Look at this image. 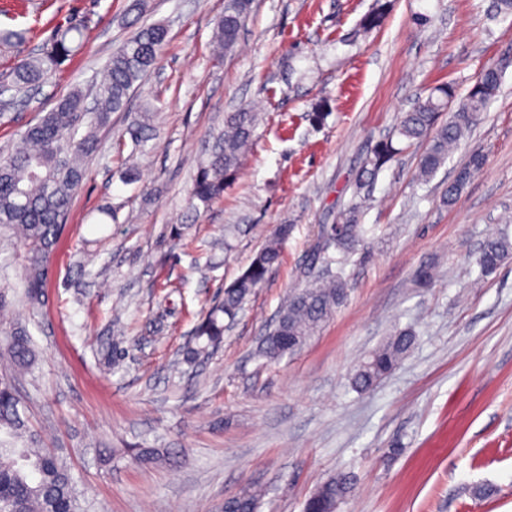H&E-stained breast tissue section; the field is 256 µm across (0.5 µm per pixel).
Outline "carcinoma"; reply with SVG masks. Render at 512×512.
Here are the masks:
<instances>
[{"instance_id":"carcinoma-1","label":"carcinoma","mask_w":512,"mask_h":512,"mask_svg":"<svg viewBox=\"0 0 512 512\" xmlns=\"http://www.w3.org/2000/svg\"><path fill=\"white\" fill-rule=\"evenodd\" d=\"M252 7L253 0H224V13L215 20L213 32L214 43L224 55L233 53ZM26 35L24 29L0 28V52L21 46ZM167 38L168 29L161 23L139 26L108 58L103 77L92 85L91 103H86L82 88H73L28 125L7 153L0 155V228L11 231L23 257L22 292L0 288L1 310L18 295L32 310L43 307L49 261L85 178L83 160L96 152L99 132L110 126L112 113L127 110L131 94L154 69ZM86 43L85 26L69 21L57 25L48 41L19 58L12 68L11 80L0 85V119L8 117L20 94L39 90ZM500 85L501 68L493 66L482 71L454 109H448L455 97L454 90L442 86L437 96L430 95L403 113L396 134L409 142L427 140L418 162V180H431L444 166L479 114L495 99ZM445 113L448 120L443 122L441 117ZM151 119L152 109L145 106L127 124L125 133L133 143L147 138ZM258 120L259 113L249 107L224 115V130L205 149L193 181L190 198L194 207H207L224 194V186L252 144ZM393 154L389 142L374 153L368 167L355 178L352 198L337 213L336 223L321 225L322 243L313 250L311 263L325 267L327 275L315 278L289 296L274 328L257 351L259 357L275 362L297 350L347 299L345 266L358 250L364 234L360 224L365 207L362 190ZM483 164L484 155H471L458 168V177L445 189L443 202L452 204L472 173ZM290 232V225H281L245 271L224 288L220 308L208 313L198 324L196 345L186 349L187 359H195L224 341V320H234L254 290L266 281ZM511 252L508 237L488 240L479 256L480 276L496 272ZM412 341L410 331L395 332L356 367L352 374L354 387L367 390L386 377L402 360ZM0 361L11 368V373L0 376V434H4L0 437V512H77L78 493L70 467L55 449L30 447L35 434L19 411L15 378L29 372L36 361L33 341L22 323L0 321ZM127 453L144 465L160 458L155 448H129ZM350 489L348 476L333 477L308 497L304 512H335L337 503ZM257 507L258 497L253 493L224 501V512H257Z\"/></svg>"}]
</instances>
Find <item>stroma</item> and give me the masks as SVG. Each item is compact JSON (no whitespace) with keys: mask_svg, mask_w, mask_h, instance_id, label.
Wrapping results in <instances>:
<instances>
[{"mask_svg":"<svg viewBox=\"0 0 512 512\" xmlns=\"http://www.w3.org/2000/svg\"><path fill=\"white\" fill-rule=\"evenodd\" d=\"M128 3L0 0V27L25 29L30 49L59 23L89 29L83 52L0 122V153L101 75L138 24L169 31L86 162L44 308L12 307L39 354L17 381L24 414L40 447L62 449L84 512H224L253 488L257 512H302L340 474L353 487L336 512H512V256L486 277L476 264L487 240L512 237V66L429 184L416 178L419 141L368 187L367 235L333 319L275 363L257 356L358 171L432 88L464 97L483 67L512 57V16L493 15L492 0H254L220 60L211 36L224 0H146L138 17ZM146 104L154 130L141 148L118 134ZM244 106L261 114L253 145L223 197L193 211L199 157ZM475 150L484 167L444 204ZM282 224L293 231L266 282L221 346L186 362L197 324ZM424 267L436 278L420 287ZM407 328L395 370L356 390V365ZM134 446L178 459L143 466ZM480 484L496 496L467 495Z\"/></svg>","mask_w":512,"mask_h":512,"instance_id":"1","label":"stroma"}]
</instances>
